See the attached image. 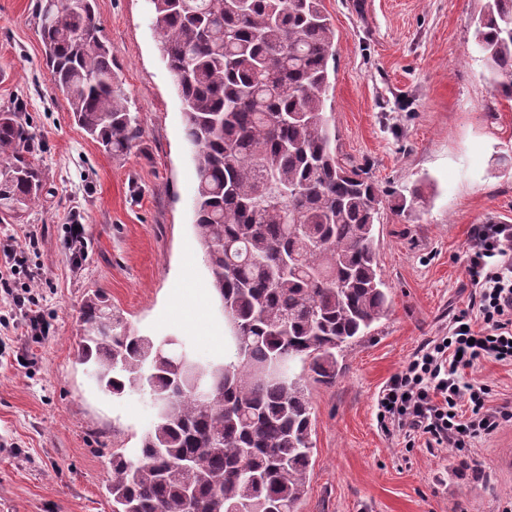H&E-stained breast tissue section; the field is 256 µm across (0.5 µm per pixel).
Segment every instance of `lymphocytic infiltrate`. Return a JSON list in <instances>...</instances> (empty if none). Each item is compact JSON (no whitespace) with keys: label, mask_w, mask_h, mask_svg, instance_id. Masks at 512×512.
<instances>
[{"label":"lymphocytic infiltrate","mask_w":512,"mask_h":512,"mask_svg":"<svg viewBox=\"0 0 512 512\" xmlns=\"http://www.w3.org/2000/svg\"><path fill=\"white\" fill-rule=\"evenodd\" d=\"M464 264L474 286L468 310L388 380L377 402L381 421L462 450L512 421V411L489 405L488 386L464 379L481 360L512 363V224L478 226Z\"/></svg>","instance_id":"1"}]
</instances>
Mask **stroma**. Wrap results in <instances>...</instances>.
Returning <instances> with one entry per match:
<instances>
[{"instance_id":"1","label":"stroma","mask_w":512,"mask_h":512,"mask_svg":"<svg viewBox=\"0 0 512 512\" xmlns=\"http://www.w3.org/2000/svg\"><path fill=\"white\" fill-rule=\"evenodd\" d=\"M484 0H325L339 34L326 103L340 159L384 190L418 187L413 210L376 226L388 315L347 349L335 382H308L314 454L298 512H502L512 502V422L466 452L408 438L377 397L466 309L463 256L476 225L512 224V101L494 96L473 20ZM40 0H0V109L22 105L43 143L45 189L0 251L24 245L48 335L0 300V512H112V451L153 424L137 393L115 397L77 363L78 311L103 290L139 334L187 339L223 358L227 325L193 230L197 176L183 105L160 52L150 0H96L100 35L143 135L108 155L55 92L38 34ZM88 243L73 268L64 242ZM466 381L512 408V364L486 359Z\"/></svg>"}]
</instances>
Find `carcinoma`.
<instances>
[{"mask_svg": "<svg viewBox=\"0 0 512 512\" xmlns=\"http://www.w3.org/2000/svg\"><path fill=\"white\" fill-rule=\"evenodd\" d=\"M151 3L232 351L202 366L182 337L141 335L101 294L85 298L78 361L112 394L157 405L137 445L112 453V512H297L313 453L304 378L335 380L339 358L389 311L376 236L386 192L337 156L325 106L339 34L324 0ZM38 17L75 124L103 152L129 151L143 128L110 87L115 51L95 0H41ZM474 39L494 95L512 100V0H485ZM40 152L22 108L0 109V224L39 199ZM391 196L404 211L420 194ZM65 247L82 259L87 242L74 234Z\"/></svg>", "mask_w": 512, "mask_h": 512, "instance_id": "obj_1", "label": "carcinoma"}]
</instances>
